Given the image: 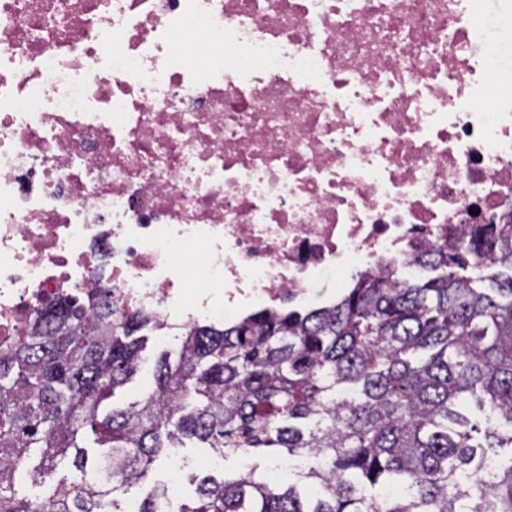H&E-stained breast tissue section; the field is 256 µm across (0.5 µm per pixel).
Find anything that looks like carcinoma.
<instances>
[{"label": "carcinoma", "mask_w": 512, "mask_h": 512, "mask_svg": "<svg viewBox=\"0 0 512 512\" xmlns=\"http://www.w3.org/2000/svg\"><path fill=\"white\" fill-rule=\"evenodd\" d=\"M482 258L507 270L487 289L460 274ZM422 264L436 275H362L323 309L196 326L176 360L159 354L143 400L102 417L151 316L44 305L38 335L0 358V512H124L118 487L187 440L305 458L314 492L250 468L202 478L181 512H512V458L495 452L512 448V223L475 224ZM87 428L104 448L93 461L77 443ZM70 456L79 481L22 491ZM167 494L156 485L136 512H159Z\"/></svg>", "instance_id": "carcinoma-1"}]
</instances>
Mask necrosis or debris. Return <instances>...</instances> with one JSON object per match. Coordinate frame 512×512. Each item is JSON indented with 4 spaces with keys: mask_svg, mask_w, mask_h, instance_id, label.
<instances>
[{
    "mask_svg": "<svg viewBox=\"0 0 512 512\" xmlns=\"http://www.w3.org/2000/svg\"><path fill=\"white\" fill-rule=\"evenodd\" d=\"M512 0H0V352L43 304L397 280L512 220ZM224 291L186 302L181 262Z\"/></svg>",
    "mask_w": 512,
    "mask_h": 512,
    "instance_id": "4bbe7bcc",
    "label": "necrosis or debris"
}]
</instances>
